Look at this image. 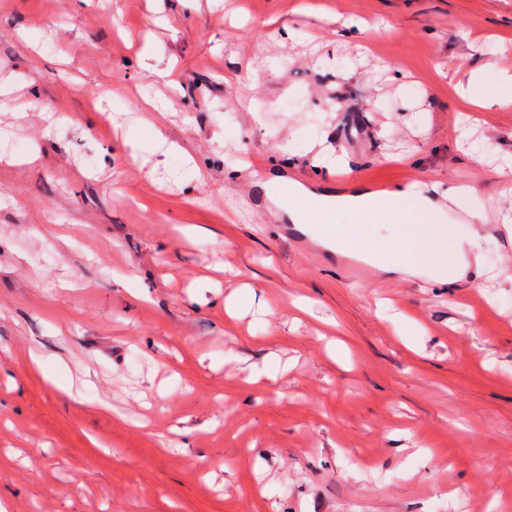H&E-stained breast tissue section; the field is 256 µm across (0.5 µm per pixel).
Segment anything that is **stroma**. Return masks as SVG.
Returning <instances> with one entry per match:
<instances>
[{
	"instance_id": "35a3bbf8",
	"label": "stroma",
	"mask_w": 512,
	"mask_h": 512,
	"mask_svg": "<svg viewBox=\"0 0 512 512\" xmlns=\"http://www.w3.org/2000/svg\"><path fill=\"white\" fill-rule=\"evenodd\" d=\"M490 61L512 0H0V512H512V105L455 131ZM409 169L484 207L454 283L348 281L263 187Z\"/></svg>"
}]
</instances>
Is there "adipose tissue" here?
<instances>
[{"label": "adipose tissue", "mask_w": 512, "mask_h": 512, "mask_svg": "<svg viewBox=\"0 0 512 512\" xmlns=\"http://www.w3.org/2000/svg\"><path fill=\"white\" fill-rule=\"evenodd\" d=\"M464 98L490 112L512 103V74L487 84L484 72L473 73ZM329 209L350 219L386 225V232L367 237L346 235L332 226L337 248L362 254L370 264L388 273L415 272L428 268L431 280L448 283L459 279L467 266L464 251L476 248V233H461L445 221L442 208L424 196L416 185L384 193L352 190L325 194L301 190L288 205L291 223L308 224L313 212Z\"/></svg>", "instance_id": "1"}]
</instances>
